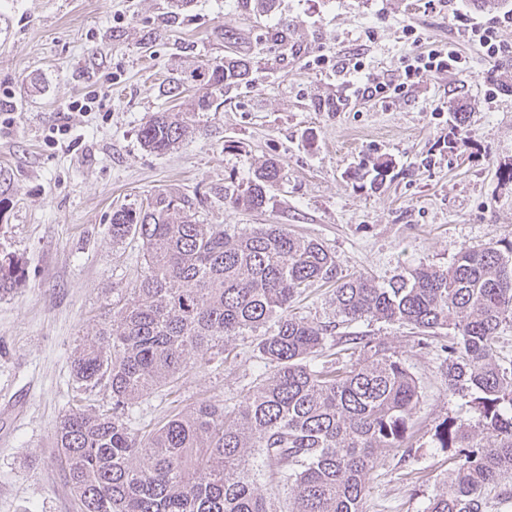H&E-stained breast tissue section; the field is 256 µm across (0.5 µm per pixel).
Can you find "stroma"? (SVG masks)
<instances>
[{"label":"stroma","mask_w":512,"mask_h":512,"mask_svg":"<svg viewBox=\"0 0 512 512\" xmlns=\"http://www.w3.org/2000/svg\"><path fill=\"white\" fill-rule=\"evenodd\" d=\"M502 15L470 0H277L263 17L246 0L180 11L171 0H0V256L27 272L0 295V512H78L53 446L74 395L71 361L143 267L137 240L112 241L115 210L169 192L193 202L198 223L281 224L321 241L345 272L379 280L512 239L502 175L512 162V24ZM476 25L495 26L507 53L485 58L464 34ZM440 45L468 70L403 85L412 56ZM227 55L250 59L252 84L225 89L218 111L188 113L170 152L144 149L141 125L173 104L169 78ZM355 55L399 91L350 94L340 65ZM103 88L107 100L74 108ZM269 160L281 172L262 209L225 202V185L246 184ZM380 162L390 170L379 183ZM353 329L402 356L419 386L412 446L382 453L361 512H424L455 461L436 447V426L478 414L448 388L444 338L384 321ZM225 354L188 364L179 390L139 400V426L203 398L235 404L264 365L251 336L229 338Z\"/></svg>","instance_id":"obj_1"}]
</instances>
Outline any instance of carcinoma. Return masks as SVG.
I'll use <instances>...</instances> for the list:
<instances>
[{"label": "carcinoma", "instance_id": "obj_1", "mask_svg": "<svg viewBox=\"0 0 512 512\" xmlns=\"http://www.w3.org/2000/svg\"><path fill=\"white\" fill-rule=\"evenodd\" d=\"M231 56L208 65L206 91L187 111L204 112L214 93L250 75ZM188 132L181 112H158L139 130L154 153ZM279 176L270 161L244 189L224 199L258 210ZM191 203L158 193L146 207L113 212L112 243L141 242L144 274L82 338L71 363L78 390L102 405L72 406L55 448L81 512H271L256 492L264 473L291 493L289 512H361L379 451L407 447L417 382L401 357L367 335H344L345 360L312 363L336 325L291 313L303 289L333 286L341 323L384 320L422 337L448 332V388L470 397L479 414L469 426L446 420L435 432L456 449L446 490L426 512H485L487 490L512 476V361L496 349L512 323V240L459 247L444 267H405L387 280L345 274L314 238L278 224L228 232L199 224ZM26 280L23 263L0 259V291ZM257 350L274 366L233 405L204 399L148 431L132 426V408L155 390L176 387L188 360L208 363L224 339L263 328ZM368 353L352 362L358 352Z\"/></svg>", "mask_w": 512, "mask_h": 512}]
</instances>
